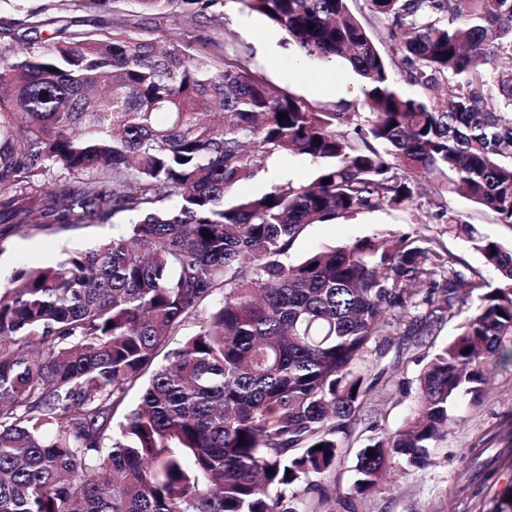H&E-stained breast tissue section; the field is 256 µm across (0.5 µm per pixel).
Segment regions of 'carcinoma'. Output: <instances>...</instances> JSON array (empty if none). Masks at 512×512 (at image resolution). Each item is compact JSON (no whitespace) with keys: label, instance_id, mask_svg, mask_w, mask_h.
Masks as SVG:
<instances>
[{"label":"carcinoma","instance_id":"1","mask_svg":"<svg viewBox=\"0 0 512 512\" xmlns=\"http://www.w3.org/2000/svg\"><path fill=\"white\" fill-rule=\"evenodd\" d=\"M118 2L82 0L112 12L105 32L62 25L35 51L26 24L0 53V245L126 220L0 289V512H318L313 478L354 430L375 338L461 315L411 418L359 451L354 492L426 464L456 396L512 361V247L450 212L494 282L395 229L289 251L310 224L408 208L423 182L512 224V0H242L359 76L368 117L351 132L352 113L219 61L221 46H181L177 19L223 0H129L172 17L164 40ZM284 154L315 162L314 180L238 194Z\"/></svg>","mask_w":512,"mask_h":512}]
</instances>
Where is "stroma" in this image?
Segmentation results:
<instances>
[{
  "instance_id": "35a3bbf8",
  "label": "stroma",
  "mask_w": 512,
  "mask_h": 512,
  "mask_svg": "<svg viewBox=\"0 0 512 512\" xmlns=\"http://www.w3.org/2000/svg\"><path fill=\"white\" fill-rule=\"evenodd\" d=\"M40 9L46 17L63 20L75 31L92 28L95 19L94 13L80 8L79 0H0V50H9L16 25ZM179 27L190 52L208 50L213 42L222 43L224 50L251 72L298 100L331 112H351L359 103L358 98L343 95L344 90L360 86L357 75L344 61L300 56L279 29L246 7L243 0H224L205 16L181 17ZM316 169L309 158L287 154L278 158L269 172L242 182L238 191L244 195L262 193L285 181L304 185L314 179ZM433 199L432 188L426 185L408 209L362 211L333 224L308 225L292 253L301 257L326 244L348 243L383 228H399L435 237L459 259L461 268L484 271L483 260L470 243L434 219ZM446 201L450 212L479 233L512 244V224L499 223L490 210L463 197L450 195ZM423 213L431 214L430 223L419 224ZM115 231V226L107 223L59 236L11 239L0 245V284L18 268L54 264L62 250L93 247ZM457 325L453 319L423 333L403 329L380 340L382 354L374 362L386 375L372 382L355 432L335 470L320 480L325 512H496L500 500H512V365L492 363L487 366L480 399L458 398L447 437L432 449L427 465L396 462L379 489L359 497L353 494L359 450L371 436L395 431L409 419L414 406L411 389L426 364L428 347L445 344ZM473 448L483 449L484 459L497 470L495 481L482 487L470 476L468 455Z\"/></svg>"
}]
</instances>
